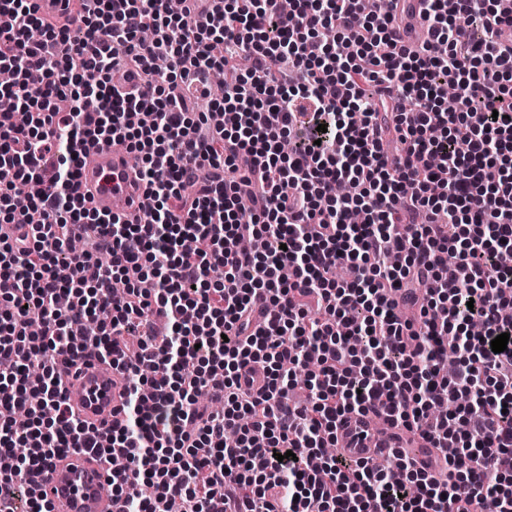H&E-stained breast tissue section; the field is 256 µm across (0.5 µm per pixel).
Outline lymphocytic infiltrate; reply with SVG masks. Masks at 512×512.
<instances>
[{
    "mask_svg": "<svg viewBox=\"0 0 512 512\" xmlns=\"http://www.w3.org/2000/svg\"><path fill=\"white\" fill-rule=\"evenodd\" d=\"M84 2L82 28L54 30L0 0V96L30 115L0 112V222L31 227L0 236V512H48L33 478L79 448L124 459L118 512H512V341L491 349L512 334V0H420L416 50L365 0ZM218 69L215 121L182 89L209 96ZM90 142L138 153L142 222L84 203ZM92 355L123 379L105 434L58 374ZM379 407L436 472L402 444L394 477L336 452L346 416Z\"/></svg>",
    "mask_w": 512,
    "mask_h": 512,
    "instance_id": "1",
    "label": "lymphocytic infiltrate"
}]
</instances>
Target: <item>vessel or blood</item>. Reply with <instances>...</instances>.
<instances>
[{
    "instance_id": "vessel-or-blood-1",
    "label": "vessel or blood",
    "mask_w": 512,
    "mask_h": 512,
    "mask_svg": "<svg viewBox=\"0 0 512 512\" xmlns=\"http://www.w3.org/2000/svg\"><path fill=\"white\" fill-rule=\"evenodd\" d=\"M42 20L71 29L82 26L85 13L77 0H33ZM80 168V192L88 205L102 213L134 220L141 217L147 199L126 151L106 146H88ZM122 379L111 361L91 358L66 396L79 416L98 430L112 428L121 403ZM350 429L363 431L362 443L346 449V456L379 465L385 448L394 443L395 431L376 413L353 414ZM108 473L103 461L86 450H70L44 466L37 476L35 495L51 512H116L107 492Z\"/></svg>"
}]
</instances>
